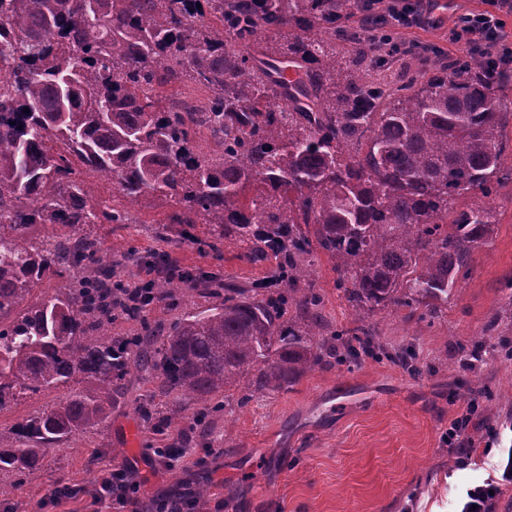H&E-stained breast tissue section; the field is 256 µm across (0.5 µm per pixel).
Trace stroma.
<instances>
[{
	"label": "stroma",
	"instance_id": "stroma-1",
	"mask_svg": "<svg viewBox=\"0 0 512 512\" xmlns=\"http://www.w3.org/2000/svg\"><path fill=\"white\" fill-rule=\"evenodd\" d=\"M482 6V0L432 4L430 23L405 35L413 50L393 65L397 81L431 69L418 47L461 57L448 29ZM84 177L95 183L97 199L124 203L130 215L129 223L97 227L113 256L132 247L158 249L163 229L173 261L195 274L246 286L271 268L243 260L239 246L203 247L204 224L194 230L198 243L184 241L182 225L166 222L171 206L164 199L125 203L111 183L89 171ZM472 204L494 209L493 234L473 249L467 272L435 310L411 316L389 307L366 316L380 354L317 365L288 391L230 402L202 426L191 422V399L169 397V405L184 410L187 447L212 451L205 463L190 457L170 471L150 463L147 451L161 447L162 436L139 414L159 382L131 370L107 423L51 449L41 476L17 490V512H112L109 503L86 499L43 504L58 482L92 486L106 459L130 464L150 496L206 485L208 499L223 502V512H465L473 492L489 488L496 491V512H512V480L504 476L512 457V184L457 201L461 208ZM297 286L321 294L320 313L330 327L354 326L357 316L327 256L314 255ZM400 349L416 354L420 374L390 360ZM470 405L468 446L450 447L449 424Z\"/></svg>",
	"mask_w": 512,
	"mask_h": 512
}]
</instances>
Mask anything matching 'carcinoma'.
Masks as SVG:
<instances>
[{"label":"carcinoma","mask_w":512,"mask_h":512,"mask_svg":"<svg viewBox=\"0 0 512 512\" xmlns=\"http://www.w3.org/2000/svg\"><path fill=\"white\" fill-rule=\"evenodd\" d=\"M351 0H0V409L65 388L58 403L0 429V498L45 467L48 450L109 416L131 367L166 396L192 395L204 423L231 390H288L338 346L374 330L325 336L318 293L294 288L325 254L359 316L433 309L470 252L494 231L485 205L454 208L512 181L500 100L478 60L439 58L435 73L379 91L369 82L385 41L339 30ZM302 78L287 84L276 63ZM189 82L204 102L165 101ZM29 112H23V108ZM206 134L213 148L195 146ZM95 172L131 202L172 206L169 224L212 226L201 240L244 246L272 276L240 288L131 248L125 266L156 268L148 298L179 303L188 287L219 301L166 334L152 308H124L97 224L127 211L93 203ZM59 278L53 293H37ZM297 301L302 314L287 316ZM140 332L113 342L112 326ZM141 418L180 425L150 398Z\"/></svg>","instance_id":"1"}]
</instances>
